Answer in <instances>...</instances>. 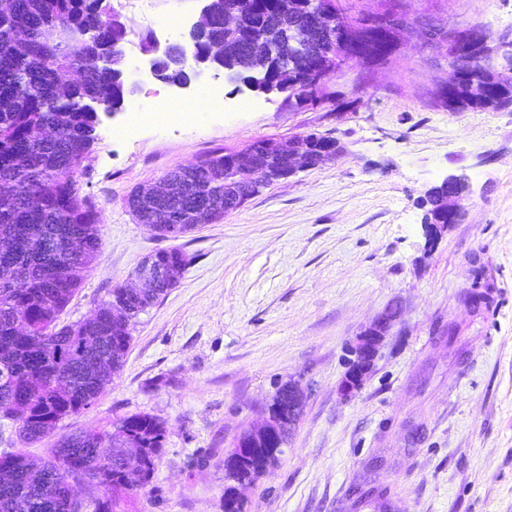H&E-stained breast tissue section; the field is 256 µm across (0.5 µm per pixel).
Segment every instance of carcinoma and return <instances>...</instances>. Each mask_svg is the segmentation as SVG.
Instances as JSON below:
<instances>
[{"label": "carcinoma", "mask_w": 512, "mask_h": 512, "mask_svg": "<svg viewBox=\"0 0 512 512\" xmlns=\"http://www.w3.org/2000/svg\"><path fill=\"white\" fill-rule=\"evenodd\" d=\"M240 10L243 28L230 73L246 80L265 68L249 51L263 33L296 25L312 29L313 57L298 63L288 78L287 99L311 97L318 91L307 69L320 61L330 40L327 28L311 24L303 0H218L208 34L192 35L177 46L175 57L205 54L224 41V5ZM356 38L363 55L387 57L393 50L381 27L356 18ZM126 38L114 21L109 0H13V10L0 18V410L19 422L24 444L41 441L61 420L91 408L130 349L131 325L173 288L169 278L182 272L186 254L160 249L148 259L165 275L147 291L120 284L93 315L75 324L58 320L75 294L79 273L91 268L101 248L100 219L91 200L80 195L74 174L96 140L98 113L125 105L128 85L122 62L112 52ZM87 66L70 88L59 74L70 56ZM491 53L480 49L452 61L462 73L451 96L442 100L450 111L497 112L512 104V74L490 66ZM54 125L52 136L38 128ZM217 152L194 165L168 172L170 193L145 199L134 190L127 205L138 223L162 238H179L204 224L224 218V163ZM164 212L168 223L157 224ZM462 300L475 310H490L489 286L475 271ZM125 314L116 315V307ZM288 416V389L283 387L269 407ZM243 432L224 457V498L233 512H243L238 485L254 483L279 461L288 431L245 446ZM165 441V425L145 412L116 418L95 434L61 436L45 459L22 451L0 454V512H74L68 476H80L92 512H118L121 502L150 485ZM143 450L140 467L120 469L102 448Z\"/></svg>", "instance_id": "obj_1"}]
</instances>
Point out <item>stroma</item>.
Segmentation results:
<instances>
[{"label":"stroma","instance_id":"35a3bbf8","mask_svg":"<svg viewBox=\"0 0 512 512\" xmlns=\"http://www.w3.org/2000/svg\"><path fill=\"white\" fill-rule=\"evenodd\" d=\"M127 25L128 63L145 41L174 44L169 14L195 22L200 0H110ZM419 27L386 59L350 62L316 108L225 81L224 109L187 125L156 120L126 137L128 112L101 115L75 179L100 213L101 250L60 316L87 319L152 251L189 263L132 327L121 370L56 435L97 432L147 412L166 426L152 485L128 512H224V454L298 383L300 421L279 462L242 491L245 512H512V108L450 112L452 74L423 37L472 25L491 33L502 69L512 53V0H411ZM139 100L193 99L132 72ZM317 131L345 147L336 161L263 189L220 221L160 238L125 204L137 186L222 150ZM466 175L465 215L428 242L424 193ZM483 268L493 306L461 300ZM398 315L362 386L342 396L350 350L390 307ZM454 342H446L449 326Z\"/></svg>","mask_w":512,"mask_h":512}]
</instances>
